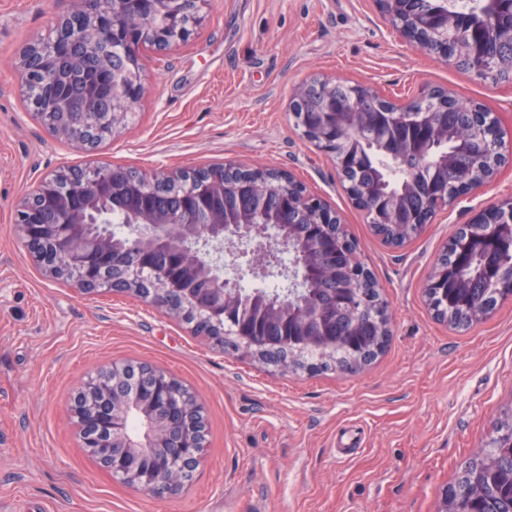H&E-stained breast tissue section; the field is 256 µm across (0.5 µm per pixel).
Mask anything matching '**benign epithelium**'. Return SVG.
I'll return each mask as SVG.
<instances>
[{
    "label": "benign epithelium",
    "mask_w": 512,
    "mask_h": 512,
    "mask_svg": "<svg viewBox=\"0 0 512 512\" xmlns=\"http://www.w3.org/2000/svg\"><path fill=\"white\" fill-rule=\"evenodd\" d=\"M208 0H142L132 12L127 0H70L71 7L55 24V37L49 47L33 44L22 55L20 67L28 78V60L36 57L35 69L54 75L45 79L32 107L47 119L48 128L80 146H85L80 130L88 116L99 122V132L109 135L124 124L125 117L142 98L147 77L141 67L133 72L116 69L106 50L117 43L139 49L149 46L171 49L188 37L185 19L194 14V23L202 21V6ZM393 29L416 48H423L432 33L453 27L456 32L434 47L438 59L468 60V70L488 77L489 58L484 49L491 46L505 51L512 60V0H485L469 22L461 21L448 10V3L418 14L414 0H374ZM99 57L96 95L87 99L83 110L68 109L69 89L59 81V69L65 63L81 66L84 57ZM343 83L330 78L298 86L292 101L308 96L317 88L320 102L314 116L317 123L305 139L315 149L330 157L343 191L367 215L370 223L414 225L425 228L427 210H447L465 192L482 187L496 175L502 163L490 169L479 167L466 174L454 194L445 192L434 180L431 195L421 207L396 210L385 216L382 204L393 190H383V199L371 204V193L359 190L347 177V156L334 150L336 129L350 130L369 122L368 110L360 99L375 101V111L400 115L416 111V102L396 103L380 97L369 87H350L351 98L342 102L336 89ZM127 167L88 163L82 168L63 169L42 181L23 200L20 233L29 250L30 259L51 277L61 268L76 274V286L85 293H95L103 276L111 278L108 290L131 294L148 305L170 313L175 298L193 303L207 313L210 322L224 327V333L243 335L242 323L230 317L231 308L224 296V284L239 279H279L286 284L282 297L292 298L303 287L300 267H285L279 260L286 240H272L268 226L281 223L278 209L267 207L270 189L263 181V169L252 170L254 193L251 211L236 216L222 207L207 208V199L222 198L231 186L224 183V174L197 175L195 196H180L179 205L166 213L140 204L138 187L126 182ZM283 191L281 206L306 215L307 223L336 224L344 228L336 213L319 206L320 199L310 196L289 174H281ZM126 191V207L122 215L127 234L143 241L135 259L112 249L110 202L118 189ZM45 200L52 207L67 213L68 227L57 235L46 232L41 207ZM512 216V194L476 213L469 227L500 224ZM156 382L148 397L133 391L121 405L103 415L99 406L82 404L80 397L104 390L100 373L87 377L78 388L71 406L81 447L90 457L118 480L132 481V487L165 499L177 494L182 480L177 465L188 466L201 459L205 444L193 439L190 428L206 431L202 403L186 404L173 398L172 388L178 379L166 371L155 369ZM137 412L143 417V430L128 432L121 439L112 437V423L117 416Z\"/></svg>",
    "instance_id": "obj_1"
}]
</instances>
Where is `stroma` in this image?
I'll return each instance as SVG.
<instances>
[{"label":"stroma","instance_id":"1","mask_svg":"<svg viewBox=\"0 0 512 512\" xmlns=\"http://www.w3.org/2000/svg\"><path fill=\"white\" fill-rule=\"evenodd\" d=\"M67 9L0 0V512H436L512 413V299L460 330L434 317L423 284L456 229L512 193V162L392 248L301 136L290 98L323 77L400 103L443 88L495 113L512 146V82L414 48L374 0H209L185 42L142 51L148 90L124 128L84 152L28 109L19 67ZM92 160L292 174L336 212L376 278L389 304L384 352L354 374L283 373L133 296L46 276L20 239L19 203L54 169ZM117 359L168 371L205 408L204 456L166 500L113 479L79 446L76 390Z\"/></svg>","mask_w":512,"mask_h":512}]
</instances>
